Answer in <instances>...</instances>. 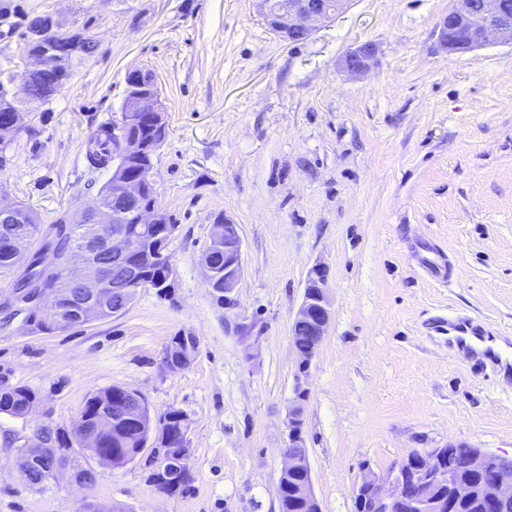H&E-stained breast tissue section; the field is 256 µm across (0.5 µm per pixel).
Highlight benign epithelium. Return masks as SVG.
<instances>
[{
	"label": "benign epithelium",
	"mask_w": 512,
	"mask_h": 512,
	"mask_svg": "<svg viewBox=\"0 0 512 512\" xmlns=\"http://www.w3.org/2000/svg\"><path fill=\"white\" fill-rule=\"evenodd\" d=\"M259 14L268 22L272 31L287 43L302 42L317 31L331 24L343 11L348 0H253ZM438 41L442 49L453 53H466L490 42L512 44V19L508 17L505 0H453L448 14L437 24ZM26 56L23 69L8 79L0 81V97L13 103V110L0 117V147L6 148L20 128L22 112L16 106V88H22L30 98H35L28 85L32 71L49 70L61 66L85 52L83 34L63 32L50 14L28 20L23 32ZM372 48L365 46L348 52L342 59L343 68L357 75L369 68ZM125 109L120 122L115 124L113 135L119 149L112 159L110 196L123 201L133 218L134 227L118 225L122 212L111 203L96 197L86 206H79L70 221L81 225L82 239L59 265V288L49 298L55 316L48 322L54 328L65 323L63 313L78 312L86 320L107 317L108 310L100 301L109 289H116L132 301L143 287L148 267L139 247L147 226L165 225L171 232L177 226L167 222L166 213L145 200L146 188L151 185L153 160L160 147L166 122L162 111L157 83L151 76H144L143 84H127ZM153 125L155 137L146 140L139 135L143 121ZM27 207L0 195V223L22 224ZM112 224V235L101 237L102 228ZM224 247V309L236 306L235 292L242 276L243 241L239 225L226 217L212 224L210 242L200 261V272L208 285L216 281L218 264L211 257L218 247ZM177 270L173 259H168L161 275L162 295L170 294L176 284ZM328 271L321 264L313 266L307 276L302 302L291 326V341L298 357L295 397L288 409V448L284 450L281 476H302L297 489L299 502L321 512L312 486L311 469L307 457L304 434V408L307 389L303 380L310 373L312 361L325 338L332 308L328 296ZM112 426V416L99 411L93 418L79 417L75 430L77 444L94 449L92 460L99 466L112 467L118 455L103 451L104 437ZM24 456L18 458L19 468L38 456L40 448L57 447L56 435L41 431L33 442L21 444ZM499 456L479 448L472 449L468 464L475 471H483L497 462ZM77 475L69 464L55 460L45 471L43 482L56 481L63 475ZM446 487L455 499L463 500L470 494L468 486L457 482L454 472L442 462V449L416 450L405 461L382 473L369 469L357 487L355 496L367 512H394L396 503L410 496L414 512H441L440 501L433 490ZM512 501V469L501 468L493 482L484 490V502L498 509Z\"/></svg>",
	"instance_id": "7a95c632"
}]
</instances>
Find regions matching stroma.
I'll use <instances>...</instances> for the list:
<instances>
[{"mask_svg": "<svg viewBox=\"0 0 512 512\" xmlns=\"http://www.w3.org/2000/svg\"><path fill=\"white\" fill-rule=\"evenodd\" d=\"M92 38L50 101L23 100L0 193L49 225L110 176L90 136L119 122L126 76L157 81L167 136L151 173L177 226L174 294L139 291L120 315L49 333L0 313V380L36 390L28 417L0 413V512H279L277 484L298 359L291 325L309 270L328 269L332 319L304 403L322 512H356L365 468L463 443L512 460V381L475 372L431 335L466 314L512 336V45L446 53L436 24L452 0H349L309 40L286 44L252 0H20ZM369 45V70L342 57ZM240 228L235 313L200 274L219 215ZM444 253L448 283L419 258ZM252 322L250 340L233 329ZM197 342L168 370L172 337ZM121 386L152 415L183 411L187 490L165 495L147 460L28 487L16 436L72 431L88 397Z\"/></svg>", "mask_w": 512, "mask_h": 512, "instance_id": "1", "label": "stroma"}]
</instances>
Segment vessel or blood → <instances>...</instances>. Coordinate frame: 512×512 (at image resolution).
<instances>
[{
    "mask_svg": "<svg viewBox=\"0 0 512 512\" xmlns=\"http://www.w3.org/2000/svg\"><path fill=\"white\" fill-rule=\"evenodd\" d=\"M435 331L446 336L449 348L472 357L476 370L495 372L512 368V351L495 349L493 332L478 321L458 317L437 325Z\"/></svg>",
    "mask_w": 512,
    "mask_h": 512,
    "instance_id": "b4317fda",
    "label": "vessel or blood"
}]
</instances>
